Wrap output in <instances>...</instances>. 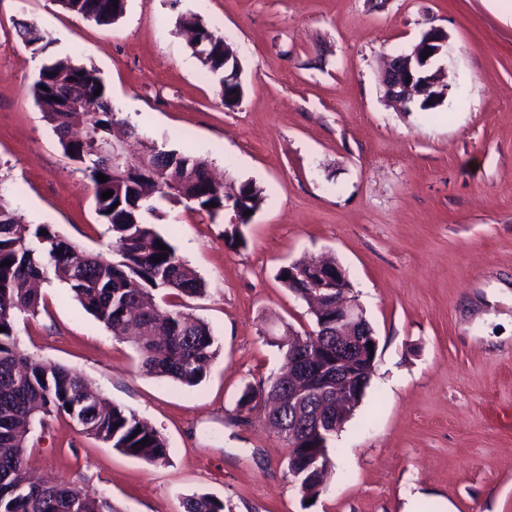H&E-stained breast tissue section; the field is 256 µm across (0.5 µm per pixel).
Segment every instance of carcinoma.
I'll return each mask as SVG.
<instances>
[{
    "instance_id": "cac0c4a2",
    "label": "carcinoma",
    "mask_w": 512,
    "mask_h": 512,
    "mask_svg": "<svg viewBox=\"0 0 512 512\" xmlns=\"http://www.w3.org/2000/svg\"><path fill=\"white\" fill-rule=\"evenodd\" d=\"M66 11L111 25L124 13L126 0H57ZM37 24L25 22L18 29L22 42L43 55L50 41L33 35ZM202 64L217 78L224 105L239 100L242 86L224 81V54L232 47L207 26L196 24ZM104 83L93 67L69 58H49L33 83L36 103L46 107L64 155L92 184L97 215L112 232L110 260L87 253L63 239L48 224H26L0 199V512H118L112 501L89 489L57 479L33 477L25 462L30 425L44 423L51 415H65L82 430L123 453L154 465L168 462L165 438L137 415L111 404L88 386L85 378L65 366L24 352L18 343L16 319L35 315L41 295L37 282L65 285L81 307L118 340L135 345L141 370L150 376L193 387L200 384L219 352L211 329L202 319L165 297H193L205 292V282L188 266L169 238L162 235L147 215L158 211L156 203H184L215 218L224 212L229 196L222 183L210 175L208 164L187 152L158 151L156 143L135 126L118 117ZM101 93H96V90ZM71 99L78 105L93 103L89 112H76L60 104ZM121 124L134 150H125L123 162L112 167V131ZM107 181L98 180V175ZM113 195L103 199V192ZM243 211H255L262 191L252 182L240 188ZM163 244L162 250L158 244ZM162 257L156 262L154 258ZM9 266H1L4 261ZM266 392L249 386L237 402V412H252L273 401L278 407L269 418L283 438H288V379L268 378ZM336 431L315 437L319 464H331L329 448ZM148 440L145 445L142 440ZM288 471L300 492L317 497L324 489L308 473ZM184 512H224L222 501L209 494L185 499Z\"/></svg>"
}]
</instances>
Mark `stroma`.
I'll list each match as a JSON object with an SVG mask.
<instances>
[{"label":"stroma","mask_w":512,"mask_h":512,"mask_svg":"<svg viewBox=\"0 0 512 512\" xmlns=\"http://www.w3.org/2000/svg\"><path fill=\"white\" fill-rule=\"evenodd\" d=\"M186 15L233 48L236 105L194 54ZM29 20L49 55L97 69L115 110L158 146L263 196L241 245L181 205L152 218L206 284L185 305L220 351L197 386L142 373L62 284L19 317L22 349L84 375L169 448L154 466L54 416L25 450L32 474L118 512H183L194 493L227 512H512V0H127L109 26L58 0H0V198L108 256L92 185L33 99L43 57L16 35ZM432 25L448 34L433 66L450 90L437 110L405 111L383 97V65ZM302 257L343 267L378 341L310 503L276 431L236 416L245 387L282 364L272 323L314 328L278 278Z\"/></svg>","instance_id":"stroma-1"}]
</instances>
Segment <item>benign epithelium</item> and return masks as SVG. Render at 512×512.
<instances>
[{"label":"benign epithelium","instance_id":"1","mask_svg":"<svg viewBox=\"0 0 512 512\" xmlns=\"http://www.w3.org/2000/svg\"><path fill=\"white\" fill-rule=\"evenodd\" d=\"M448 37L441 28L431 27L422 34L410 51L390 59L383 75L384 96L408 104L415 100L443 101L448 85L441 83L438 71L430 68L431 60L447 51ZM431 55H426V51ZM290 285L305 288L304 298L318 317L317 328L336 332V364L328 355H314L296 349L288 355V403L301 409L310 393L329 388L330 368L336 367V411L349 413L364 386L363 379L350 369L359 360L375 361L377 344L374 330L367 320L344 269L335 262L321 260L309 265H288ZM326 415L318 409L302 416L301 422L288 432L295 444H305L310 433H322Z\"/></svg>","mask_w":512,"mask_h":512}]
</instances>
